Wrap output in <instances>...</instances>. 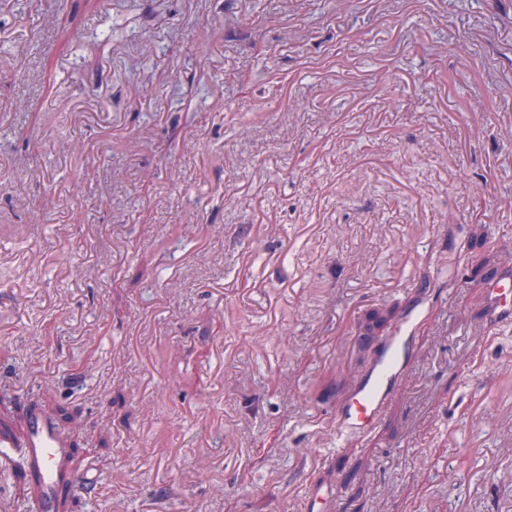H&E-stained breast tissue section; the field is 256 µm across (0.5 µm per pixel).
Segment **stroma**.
<instances>
[{"label":"stroma","instance_id":"obj_1","mask_svg":"<svg viewBox=\"0 0 512 512\" xmlns=\"http://www.w3.org/2000/svg\"><path fill=\"white\" fill-rule=\"evenodd\" d=\"M461 224L512 268V0H0V400L64 408L76 512H512ZM400 306V302L394 300L387 305L373 308L364 314L362 321H367L374 332L383 333L391 321L399 315ZM401 352L398 343L377 363L367 379L356 385L351 398L341 407L343 422L369 426L381 409L391 381L400 370Z\"/></svg>","mask_w":512,"mask_h":512}]
</instances>
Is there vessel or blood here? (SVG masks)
<instances>
[{"mask_svg":"<svg viewBox=\"0 0 512 512\" xmlns=\"http://www.w3.org/2000/svg\"><path fill=\"white\" fill-rule=\"evenodd\" d=\"M491 322L498 323L512 318V305L503 297L499 286L488 291ZM399 345H392L389 352L377 363L367 379L356 385L351 398L341 407L343 421L359 426H369L381 409L391 381L400 370ZM61 436L57 428L40 414H32L27 420V430L17 438L0 436V448L22 447L29 466L36 473L42 494L38 499V512H53L56 493L62 485L56 467L61 450Z\"/></svg>","mask_w":512,"mask_h":512,"instance_id":"1","label":"vessel or blood"}]
</instances>
